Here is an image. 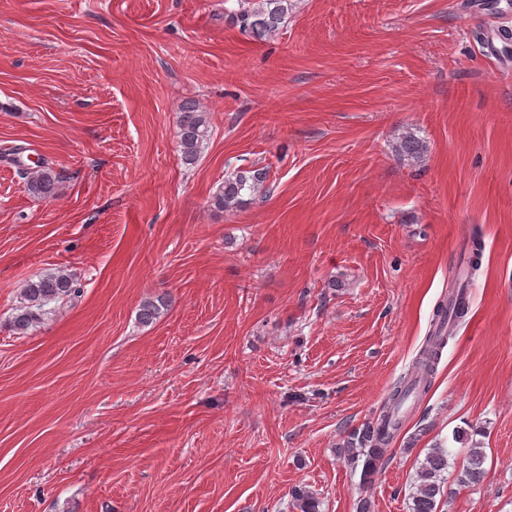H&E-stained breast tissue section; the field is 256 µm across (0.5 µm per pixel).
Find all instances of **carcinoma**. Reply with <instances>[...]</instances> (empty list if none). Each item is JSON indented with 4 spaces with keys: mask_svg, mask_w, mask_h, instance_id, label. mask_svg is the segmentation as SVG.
Returning a JSON list of instances; mask_svg holds the SVG:
<instances>
[{
    "mask_svg": "<svg viewBox=\"0 0 512 512\" xmlns=\"http://www.w3.org/2000/svg\"><path fill=\"white\" fill-rule=\"evenodd\" d=\"M291 9V0H256L252 6L232 16L234 23L250 30L259 38L276 32ZM177 138L182 163L194 167L210 140L212 127L207 110L194 99L183 101L176 117ZM425 150L424 142L409 132L398 146V152L417 160ZM25 190L34 198L48 199L55 195L60 182L58 174L49 163L42 161L31 171L24 172ZM268 171L265 168L239 169L224 178V182L213 196L214 205L232 210L246 204L244 196L255 199L269 192ZM80 293V287L71 274L60 269L28 279L20 288V305L10 319V328L25 335L42 323L51 311V305L72 299ZM167 302L162 299L145 300L140 304L138 317L141 323L149 324L163 314ZM468 311L464 286L453 290L448 301L441 303L435 312L434 328L425 340V346L416 359L413 377L394 386L388 404L379 419L351 433L346 440V450L353 460H363V477L368 479L383 461L401 421L396 413L413 393L429 390L442 349L447 344V324L461 320ZM448 449H431L420 464L410 495L409 512H440L443 492V474L448 470ZM485 453L479 443L471 444L462 465L459 481L478 484L485 469ZM292 498L299 512H320L321 502L316 495L304 488L292 490Z\"/></svg>",
    "mask_w": 512,
    "mask_h": 512,
    "instance_id": "1",
    "label": "carcinoma"
}]
</instances>
